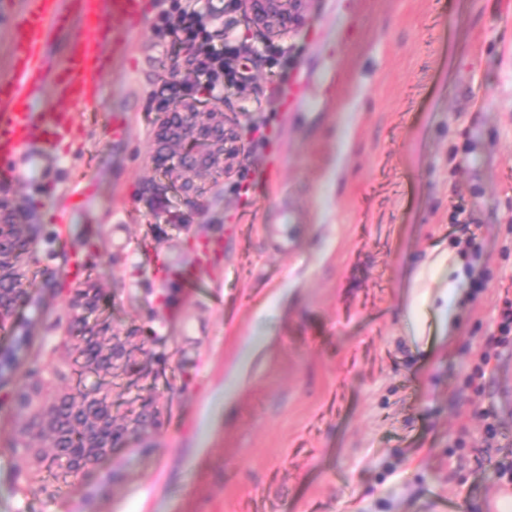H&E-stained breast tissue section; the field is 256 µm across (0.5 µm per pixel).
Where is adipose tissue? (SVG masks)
I'll return each instance as SVG.
<instances>
[{"label": "adipose tissue", "instance_id": "ef3b65f1", "mask_svg": "<svg viewBox=\"0 0 512 512\" xmlns=\"http://www.w3.org/2000/svg\"><path fill=\"white\" fill-rule=\"evenodd\" d=\"M463 261L455 252L448 251L435 255L416 273L419 284L409 308V319L416 333H423L425 328L426 306H434L440 320L447 324L449 330H456L460 323V305L468 291V281L463 272ZM447 273L448 285L439 290H432L431 282L437 281L440 273ZM272 340L271 335L253 336L245 340L236 361L226 370L224 387L219 393V401L206 421L209 433H217L230 416L233 405L244 390L248 375L256 361L264 353Z\"/></svg>", "mask_w": 512, "mask_h": 512}]
</instances>
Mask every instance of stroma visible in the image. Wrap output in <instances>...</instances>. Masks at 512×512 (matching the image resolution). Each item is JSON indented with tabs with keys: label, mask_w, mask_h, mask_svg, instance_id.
<instances>
[{
	"label": "stroma",
	"mask_w": 512,
	"mask_h": 512,
	"mask_svg": "<svg viewBox=\"0 0 512 512\" xmlns=\"http://www.w3.org/2000/svg\"><path fill=\"white\" fill-rule=\"evenodd\" d=\"M212 6L246 76L216 108L250 152L197 176L193 201L152 159L188 77L172 72L179 46L157 10L108 69L103 111L43 157L42 182L0 181L35 226L31 300L0 333V512H438L446 499L492 512L507 486L497 464L512 461V351L483 391L469 376L512 299V0H311L282 36L249 26L243 0ZM343 14L352 37L336 46ZM116 111L130 127L118 143ZM471 236L457 332L413 342L417 270ZM159 251L199 268L204 292L156 275ZM285 282L286 312L267 300ZM88 287L106 298L101 342L123 354L87 382L126 433L61 478L49 449L38 463L18 448L30 411L15 396L73 390L68 296ZM263 332L264 362L208 438L225 368Z\"/></svg>",
	"instance_id": "obj_1"
}]
</instances>
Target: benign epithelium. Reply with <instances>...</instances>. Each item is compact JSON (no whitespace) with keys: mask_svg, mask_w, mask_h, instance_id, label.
I'll list each match as a JSON object with an SVG mask.
<instances>
[{"mask_svg":"<svg viewBox=\"0 0 512 512\" xmlns=\"http://www.w3.org/2000/svg\"><path fill=\"white\" fill-rule=\"evenodd\" d=\"M310 0H246L249 22L272 32L288 33L302 27L308 19ZM236 133L224 124V113L203 110L196 101L182 100L167 112L154 132L156 149L153 160L167 169L171 179L179 184L182 193L190 198L196 193L195 183L188 177L221 168L231 159L229 143ZM190 141L177 163H170L171 145ZM32 224H25L14 236H0V323L9 321L16 308L29 300L23 288V267L30 257ZM99 295L87 290L74 292L70 305L74 310L71 333L86 363L98 369H112L120 348L103 347L98 333L83 317L87 311L101 305ZM24 407L37 405L27 419L19 447L31 449L29 441L47 438L54 449V459L62 470L77 477L99 458L112 452L122 442L125 430L114 425L112 405L100 388L93 385L81 395L72 393L47 397L35 385L19 394Z\"/></svg>","mask_w":512,"mask_h":512,"instance_id":"7a95c632","label":"benign epithelium"}]
</instances>
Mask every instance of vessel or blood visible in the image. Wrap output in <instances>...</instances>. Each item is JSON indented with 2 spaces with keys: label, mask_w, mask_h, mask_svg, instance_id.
I'll list each match as a JSON object with an SVG mask.
<instances>
[{
  "label": "vessel or blood",
  "mask_w": 512,
  "mask_h": 512,
  "mask_svg": "<svg viewBox=\"0 0 512 512\" xmlns=\"http://www.w3.org/2000/svg\"><path fill=\"white\" fill-rule=\"evenodd\" d=\"M152 0H13L1 7L12 17V64L0 83V174L19 171L23 163L52 152L75 125L76 112L103 109L107 64L131 55L134 37L146 21ZM78 33L65 59H46L41 47L68 25ZM56 106H42L45 95ZM156 272L179 288L197 291L194 271H172L157 261Z\"/></svg>",
  "instance_id": "obj_1"
}]
</instances>
